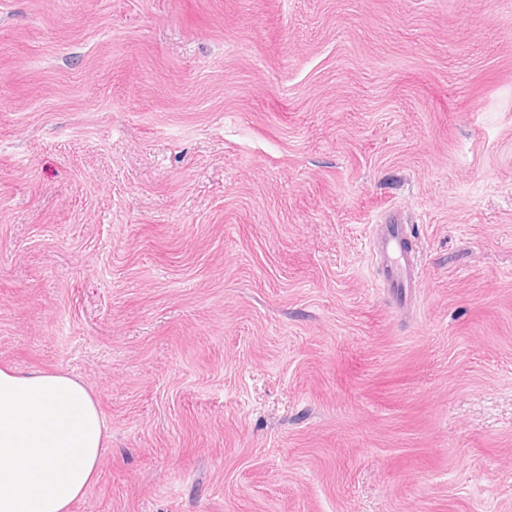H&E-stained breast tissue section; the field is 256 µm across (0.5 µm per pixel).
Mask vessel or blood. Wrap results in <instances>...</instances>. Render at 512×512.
<instances>
[{
    "label": "vessel or blood",
    "mask_w": 512,
    "mask_h": 512,
    "mask_svg": "<svg viewBox=\"0 0 512 512\" xmlns=\"http://www.w3.org/2000/svg\"><path fill=\"white\" fill-rule=\"evenodd\" d=\"M372 249L383 263L385 286L396 293L400 301H408L420 287L421 275L405 225L395 221L381 225L372 240Z\"/></svg>",
    "instance_id": "vessel-or-blood-1"
}]
</instances>
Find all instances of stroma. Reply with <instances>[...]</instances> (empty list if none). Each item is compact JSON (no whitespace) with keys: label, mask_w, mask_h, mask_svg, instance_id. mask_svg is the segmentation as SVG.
Segmentation results:
<instances>
[{"label":"stroma","mask_w":512,"mask_h":512,"mask_svg":"<svg viewBox=\"0 0 512 512\" xmlns=\"http://www.w3.org/2000/svg\"><path fill=\"white\" fill-rule=\"evenodd\" d=\"M4 365L72 512H512V0H0ZM391 224H380L371 242L372 249L383 263V280L386 288L399 297L404 304L421 285L418 257L410 246V236L405 224L389 219ZM106 432L80 379L0 368V512H70L98 480Z\"/></svg>","instance_id":"obj_1"}]
</instances>
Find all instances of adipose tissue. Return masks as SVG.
Listing matches in <instances>:
<instances>
[{
	"label": "adipose tissue",
	"mask_w": 512,
	"mask_h": 512,
	"mask_svg": "<svg viewBox=\"0 0 512 512\" xmlns=\"http://www.w3.org/2000/svg\"><path fill=\"white\" fill-rule=\"evenodd\" d=\"M106 432L80 379L0 368V512H70L99 477Z\"/></svg>",
	"instance_id": "adipose-tissue-1"
}]
</instances>
